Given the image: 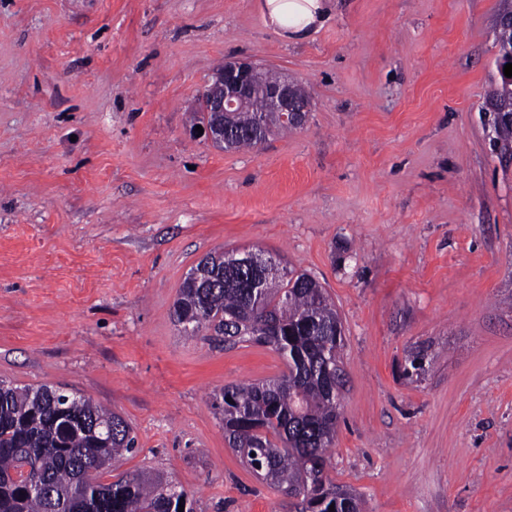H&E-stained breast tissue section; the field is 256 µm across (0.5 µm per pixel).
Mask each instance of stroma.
I'll use <instances>...</instances> for the list:
<instances>
[{
    "instance_id": "1",
    "label": "stroma",
    "mask_w": 512,
    "mask_h": 512,
    "mask_svg": "<svg viewBox=\"0 0 512 512\" xmlns=\"http://www.w3.org/2000/svg\"><path fill=\"white\" fill-rule=\"evenodd\" d=\"M334 4L291 42L260 0H0V378L120 414L137 449L106 481L288 512L209 398L284 361L170 318L201 258L259 248L343 320L333 482L366 512H512V167L479 114L501 0ZM228 57L299 82L305 126L249 151L192 136Z\"/></svg>"
}]
</instances>
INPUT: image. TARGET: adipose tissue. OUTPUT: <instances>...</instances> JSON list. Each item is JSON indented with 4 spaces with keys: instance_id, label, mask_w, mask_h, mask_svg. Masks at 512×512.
<instances>
[{
    "instance_id": "adipose-tissue-1",
    "label": "adipose tissue",
    "mask_w": 512,
    "mask_h": 512,
    "mask_svg": "<svg viewBox=\"0 0 512 512\" xmlns=\"http://www.w3.org/2000/svg\"><path fill=\"white\" fill-rule=\"evenodd\" d=\"M267 25L289 40H302L321 27L332 11L331 0H262Z\"/></svg>"
}]
</instances>
